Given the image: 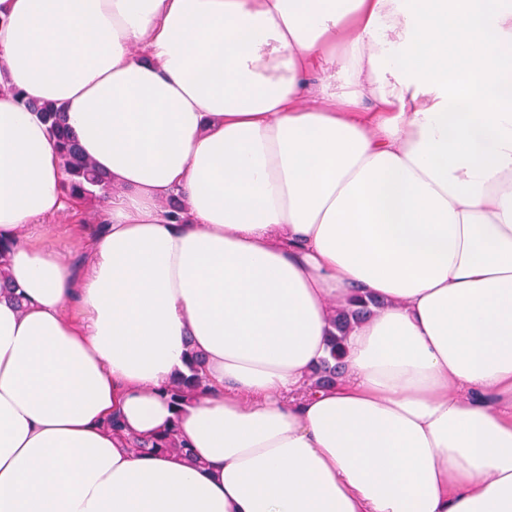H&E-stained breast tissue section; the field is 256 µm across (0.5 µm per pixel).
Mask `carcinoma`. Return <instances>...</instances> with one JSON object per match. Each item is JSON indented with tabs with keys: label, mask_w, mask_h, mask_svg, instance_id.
Segmentation results:
<instances>
[{
	"label": "carcinoma",
	"mask_w": 512,
	"mask_h": 512,
	"mask_svg": "<svg viewBox=\"0 0 512 512\" xmlns=\"http://www.w3.org/2000/svg\"><path fill=\"white\" fill-rule=\"evenodd\" d=\"M23 106L25 110L36 114L47 125L50 134L56 140L64 183L70 192L77 193L86 204L91 206L114 191L107 177L98 172L94 164L83 155L75 133L64 123L61 107L27 101L23 102ZM378 306L379 302L376 300H356L333 311V331L329 339L330 358L317 369V383L324 385L332 382L344 355V341L349 330L353 325L371 316L373 309ZM199 391H201V381L197 370L193 368L191 375L182 376L173 382L168 394L170 399L177 403ZM136 447L142 451H173L185 456L190 455V449L179 440L177 430L174 428L164 431L151 441L138 442Z\"/></svg>",
	"instance_id": "obj_1"
}]
</instances>
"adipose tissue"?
<instances>
[{"mask_svg":"<svg viewBox=\"0 0 512 512\" xmlns=\"http://www.w3.org/2000/svg\"><path fill=\"white\" fill-rule=\"evenodd\" d=\"M1 85L0 512H512V0H0ZM23 106L47 125L56 140L64 183L71 193H77L91 206L114 191L107 177L98 172L94 164L83 155L75 133L64 123L60 106L27 101H24ZM376 300H356L348 306L333 310L332 327L333 331L329 339L330 359L325 360L316 371L317 384L332 382L336 376V370L344 355V341L353 325L368 318L373 314V308L379 306ZM190 376H182L175 380L168 390L170 399L178 404L179 401H183L189 398L192 394L201 392V381L198 377L197 370L191 368ZM137 449L141 451H159V452H179L185 456L190 455V448H186L184 443L179 440L177 430L170 428L157 435L152 441H142L136 443Z\"/></svg>","mask_w":512,"mask_h":512,"instance_id":"obj_1","label":"adipose tissue"}]
</instances>
